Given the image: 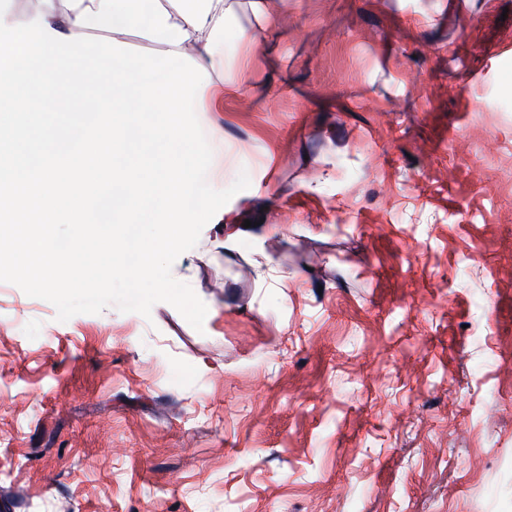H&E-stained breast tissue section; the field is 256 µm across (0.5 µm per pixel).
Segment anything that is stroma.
<instances>
[{
  "label": "stroma",
  "instance_id": "obj_1",
  "mask_svg": "<svg viewBox=\"0 0 512 512\" xmlns=\"http://www.w3.org/2000/svg\"><path fill=\"white\" fill-rule=\"evenodd\" d=\"M272 8L195 98L202 329L0 284V512H512V0Z\"/></svg>",
  "mask_w": 512,
  "mask_h": 512
}]
</instances>
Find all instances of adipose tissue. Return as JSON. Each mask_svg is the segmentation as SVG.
I'll return each mask as SVG.
<instances>
[{"instance_id": "adipose-tissue-1", "label": "adipose tissue", "mask_w": 512, "mask_h": 512, "mask_svg": "<svg viewBox=\"0 0 512 512\" xmlns=\"http://www.w3.org/2000/svg\"><path fill=\"white\" fill-rule=\"evenodd\" d=\"M37 9L51 29L71 36L85 33L91 17L108 20L113 32H137L209 66L224 43V25L238 12L250 11L264 37L277 33L269 0H38Z\"/></svg>"}]
</instances>
